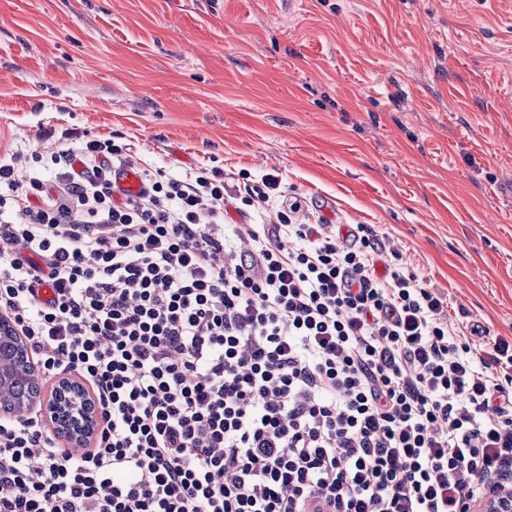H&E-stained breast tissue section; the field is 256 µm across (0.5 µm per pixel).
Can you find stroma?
Listing matches in <instances>:
<instances>
[{
  "label": "stroma",
  "mask_w": 512,
  "mask_h": 512,
  "mask_svg": "<svg viewBox=\"0 0 512 512\" xmlns=\"http://www.w3.org/2000/svg\"><path fill=\"white\" fill-rule=\"evenodd\" d=\"M279 181L512 340V0H0V158L48 132Z\"/></svg>",
  "instance_id": "1"
}]
</instances>
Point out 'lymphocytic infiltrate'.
Masks as SVG:
<instances>
[{
    "instance_id": "1",
    "label": "lymphocytic infiltrate",
    "mask_w": 512,
    "mask_h": 512,
    "mask_svg": "<svg viewBox=\"0 0 512 512\" xmlns=\"http://www.w3.org/2000/svg\"><path fill=\"white\" fill-rule=\"evenodd\" d=\"M62 138L0 162V311L100 427L75 455L37 417L0 422V512H468L512 485V343L452 336L439 289L378 275L370 227L280 210L229 231L276 179L241 196Z\"/></svg>"
}]
</instances>
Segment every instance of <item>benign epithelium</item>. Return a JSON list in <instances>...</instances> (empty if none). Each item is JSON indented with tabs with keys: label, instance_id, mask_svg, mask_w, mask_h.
Wrapping results in <instances>:
<instances>
[{
	"label": "benign epithelium",
	"instance_id": "benign-epithelium-1",
	"mask_svg": "<svg viewBox=\"0 0 512 512\" xmlns=\"http://www.w3.org/2000/svg\"><path fill=\"white\" fill-rule=\"evenodd\" d=\"M27 346L26 340L8 315H0V419L39 414L68 448H83L97 434L100 406L85 383L76 375L64 373L46 394L37 389L21 399L10 396L15 375L8 349ZM474 512H512V488L495 487L474 507Z\"/></svg>",
	"mask_w": 512,
	"mask_h": 512
}]
</instances>
